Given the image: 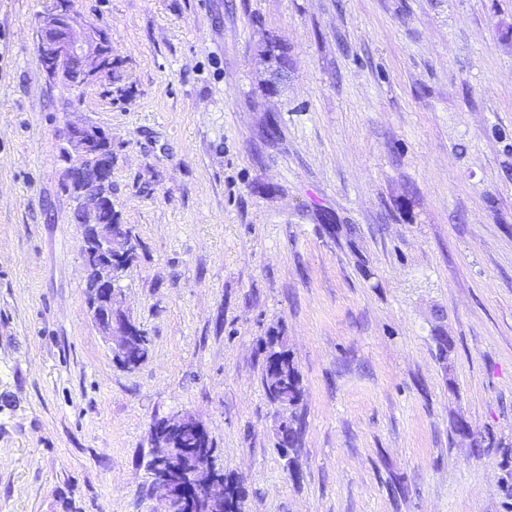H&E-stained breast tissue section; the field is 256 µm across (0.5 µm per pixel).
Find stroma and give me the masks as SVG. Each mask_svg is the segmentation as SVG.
Returning <instances> with one entry per match:
<instances>
[{"label": "stroma", "mask_w": 512, "mask_h": 512, "mask_svg": "<svg viewBox=\"0 0 512 512\" xmlns=\"http://www.w3.org/2000/svg\"><path fill=\"white\" fill-rule=\"evenodd\" d=\"M71 4L112 47L83 86L38 62L50 0H0V512H159L149 430L176 411L245 512H512V0ZM69 123L111 138L139 243L133 369L91 320ZM264 352L261 384L266 396L274 403L288 400V406L295 407L302 396L301 378L286 346V337L269 336ZM166 418L167 422L157 429L153 430L155 425L162 421L163 418L156 419L152 423L151 432L153 430L154 437L157 439H162L164 435L169 431L172 424H177L185 429H191L194 433L199 435L208 432L204 423L189 413L176 412Z\"/></svg>", "instance_id": "35a3bbf8"}]
</instances>
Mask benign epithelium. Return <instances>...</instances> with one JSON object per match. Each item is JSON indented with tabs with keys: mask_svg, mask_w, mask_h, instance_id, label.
<instances>
[{
	"mask_svg": "<svg viewBox=\"0 0 512 512\" xmlns=\"http://www.w3.org/2000/svg\"><path fill=\"white\" fill-rule=\"evenodd\" d=\"M107 44L96 42L84 32L71 11L53 0L52 8L44 15L38 27V58L46 74L59 77L71 85L90 84L101 71H112L106 61ZM71 157L67 161L68 180L89 184L94 179L112 177V155L100 152V144L107 135L91 125H66L62 130ZM77 211L90 217L95 231L98 252L103 260V272L90 302L92 319L100 335L112 342V355L116 361L129 356L128 330L132 320L129 315L113 308L122 295L120 283L129 265L123 262L130 243L112 236V225L106 223V214L112 212V200L92 194L79 198ZM177 424L202 435L207 428L202 421L186 412H176L167 422L153 430L154 437L161 439L170 426ZM204 464L179 480L170 478L165 463L156 462L149 471L154 489L161 492V512H214L215 506L224 500V486L215 475L201 480Z\"/></svg>",
	"mask_w": 512,
	"mask_h": 512,
	"instance_id": "obj_1",
	"label": "benign epithelium"
}]
</instances>
